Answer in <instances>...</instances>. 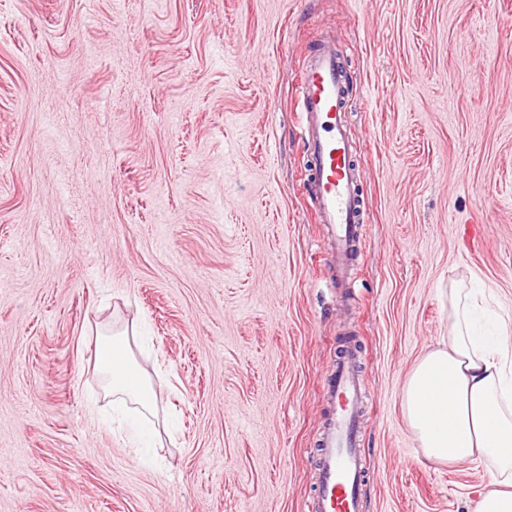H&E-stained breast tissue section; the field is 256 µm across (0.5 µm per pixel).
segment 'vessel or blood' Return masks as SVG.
Returning a JSON list of instances; mask_svg holds the SVG:
<instances>
[{"mask_svg": "<svg viewBox=\"0 0 512 512\" xmlns=\"http://www.w3.org/2000/svg\"><path fill=\"white\" fill-rule=\"evenodd\" d=\"M347 82L333 41L315 37L300 63L297 108L307 155V201L329 234L330 263L344 281L366 232L355 148L342 118ZM355 345H344L321 381L329 417L317 439L315 486L306 512H364L371 475L360 448V407L367 380Z\"/></svg>", "mask_w": 512, "mask_h": 512, "instance_id": "vessel-or-blood-1", "label": "vessel or blood"}]
</instances>
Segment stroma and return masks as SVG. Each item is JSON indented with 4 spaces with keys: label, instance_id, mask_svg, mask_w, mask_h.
<instances>
[{
    "label": "stroma",
    "instance_id": "obj_1",
    "mask_svg": "<svg viewBox=\"0 0 512 512\" xmlns=\"http://www.w3.org/2000/svg\"><path fill=\"white\" fill-rule=\"evenodd\" d=\"M348 74L366 234L337 284L304 192L311 36ZM512 310V0H0V512H304L346 341L364 512H475L401 406L448 291ZM175 416L100 427L108 330Z\"/></svg>",
    "mask_w": 512,
    "mask_h": 512
}]
</instances>
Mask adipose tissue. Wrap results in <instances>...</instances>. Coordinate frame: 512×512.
<instances>
[{
	"mask_svg": "<svg viewBox=\"0 0 512 512\" xmlns=\"http://www.w3.org/2000/svg\"><path fill=\"white\" fill-rule=\"evenodd\" d=\"M477 321L471 289H449L448 338L412 367L402 409L429 460L485 463L489 489L476 512H512V312L498 313L488 336ZM95 366L114 400L113 422L128 424L136 447H147L157 433L151 415L158 391L133 365L127 333L98 340ZM130 403L139 406L141 421L130 419Z\"/></svg>",
	"mask_w": 512,
	"mask_h": 512,
	"instance_id": "obj_1",
	"label": "adipose tissue"
}]
</instances>
